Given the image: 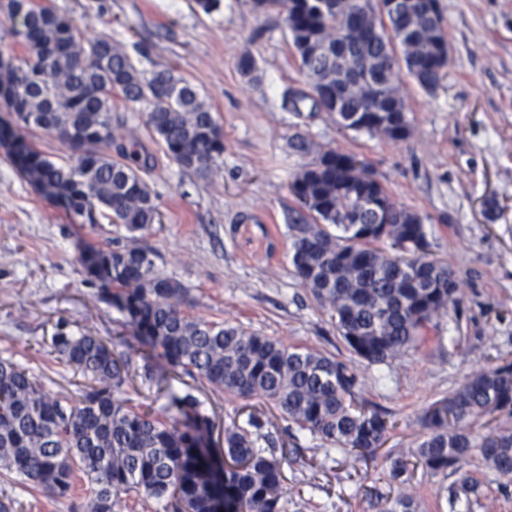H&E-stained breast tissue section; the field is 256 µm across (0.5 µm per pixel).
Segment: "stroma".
Instances as JSON below:
<instances>
[{
  "label": "stroma",
  "instance_id": "stroma-1",
  "mask_svg": "<svg viewBox=\"0 0 512 512\" xmlns=\"http://www.w3.org/2000/svg\"><path fill=\"white\" fill-rule=\"evenodd\" d=\"M40 2L86 37L123 48L143 73L170 68L187 79L223 128L224 153L209 175L181 169L147 128L143 105L115 98L112 117L148 156L143 177L161 212L160 223L130 237L105 221L71 220L0 146V357L27 367L46 391L73 389L77 376L49 348L62 321L73 332L114 339L116 351L140 367L138 340L81 256L115 238L146 246L164 274L189 288L194 315L353 362L360 397L396 421L372 461L308 437L286 445L283 512H382L405 488L417 512H512V484L479 460L468 466L479 492L456 507L448 488L457 474L418 469L404 487L391 480L388 460L416 447L426 407L473 370L512 358V0H438L450 65L431 91L403 79L411 126L403 141L342 128L329 112H295L308 84L288 31L277 13L254 12L249 0H220L208 15L194 11L192 0ZM246 54L257 64L251 77L237 67ZM298 136L311 153L293 149ZM330 148L366 162L399 204L423 217L431 252L461 285L459 304L387 365L353 358L291 265L288 226L297 203L288 184ZM192 385L216 432L245 407L277 415L261 399H234L200 379ZM4 493L14 512H84L82 488L58 499L0 476Z\"/></svg>",
  "mask_w": 512,
  "mask_h": 512
}]
</instances>
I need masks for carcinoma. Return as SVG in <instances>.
<instances>
[{"instance_id":"1","label":"carcinoma","mask_w":512,"mask_h":512,"mask_svg":"<svg viewBox=\"0 0 512 512\" xmlns=\"http://www.w3.org/2000/svg\"><path fill=\"white\" fill-rule=\"evenodd\" d=\"M9 34L25 52L0 53V104L19 128L55 132L71 150L56 163L23 136L13 146L21 171L85 224L102 216L131 235L160 223L157 196L141 171L137 143L112 124L117 95L145 105L146 126L182 169L206 175L224 153V134L187 80L165 68L150 76L106 39L84 37L72 22L35 0H3ZM283 14L299 68L317 87L339 90L345 129L405 140L410 123L400 94L402 74L425 91L445 76L448 40L436 0H406L395 15L373 0H261L258 13ZM370 80L359 84L353 70ZM117 157H112V153ZM289 189L303 214L288 225L294 275L331 312L351 351L370 364H388L413 349L427 324L459 301L448 264L429 252L423 217L400 205L370 166L333 148L301 168ZM98 280L112 285V305L128 317L140 343L149 395L165 397L188 423L155 417L126 396L130 359L87 331L63 322L51 354L81 376L76 392L44 391L23 365L0 359V470L56 498L87 485L86 512H122L135 495L163 512H281L278 441L254 433L264 422L224 429L215 453L212 427L190 391L156 379L162 359L176 378L208 382L234 398L259 397L298 431L351 455H372L394 423L356 399L360 377L347 362L229 322L191 315L188 289L165 275L146 248L112 241L82 256ZM507 414L496 431L475 425ZM411 458H396L390 477L409 466L457 472L478 455L503 478L512 477V360L472 372L459 389L431 405ZM477 491L464 475L449 500Z\"/></svg>"}]
</instances>
